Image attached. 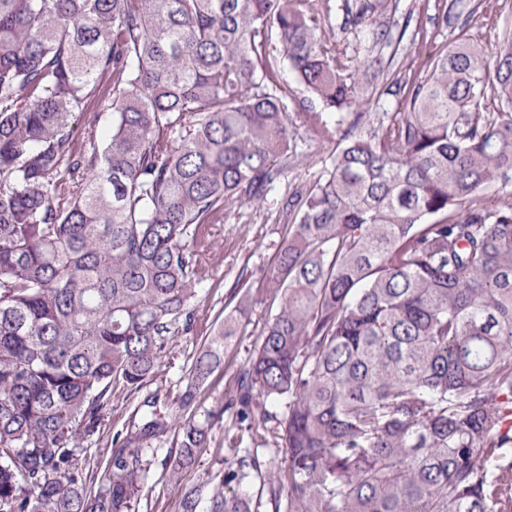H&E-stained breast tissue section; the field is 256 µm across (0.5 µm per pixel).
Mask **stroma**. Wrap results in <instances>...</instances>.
I'll list each match as a JSON object with an SVG mask.
<instances>
[{"instance_id": "obj_1", "label": "stroma", "mask_w": 512, "mask_h": 512, "mask_svg": "<svg viewBox=\"0 0 512 512\" xmlns=\"http://www.w3.org/2000/svg\"><path fill=\"white\" fill-rule=\"evenodd\" d=\"M314 8L324 17L337 52L351 57L359 65L368 60L380 59L383 66L409 80L423 75L428 61L444 44L453 38L451 30L443 28L438 16L449 0H391L387 13L380 21L396 39L391 43L371 44L367 33L342 25L341 0H311ZM472 10L463 14L459 23L471 41L492 47L498 45L504 31L512 30V0H471ZM293 98L289 103L291 113L297 114V145L301 162L290 170L269 192L263 207L258 209L231 210L223 223L215 225L212 241L213 278L209 287L201 289L195 302V327L192 334L179 337L172 354L166 357L155 380L133 396L121 392L112 394V410L101 433L79 455L82 467L93 474H101L109 454L113 433L129 428L137 403L150 394H158L160 403H167L186 383L185 375L197 354L218 329L217 315L222 312L241 271H249L252 289L260 293L247 319L243 320L224 354L222 364L209 378V386L197 399L198 413H205L223 406L235 388L236 377L251 357L259 341V332L266 318L280 308V300L263 293V276L271 265L275 253L288 236V228L279 218L282 199L297 183L315 180L335 152L332 142L315 139L307 123V115L320 111L321 106L301 85H293ZM227 420H215L212 426L213 441L202 452L198 465L183 473L180 482L168 477L164 458L174 449L176 440L166 437L164 448L148 460V478L140 494L138 512H178L181 484L192 483L216 474L225 454L223 444Z\"/></svg>"}]
</instances>
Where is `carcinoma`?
Listing matches in <instances>:
<instances>
[{"mask_svg":"<svg viewBox=\"0 0 512 512\" xmlns=\"http://www.w3.org/2000/svg\"><path fill=\"white\" fill-rule=\"evenodd\" d=\"M389 0L342 6L375 29ZM277 35L282 52L271 45ZM310 0H0V512H136L173 432L179 481L228 414L224 467L179 512H512V32L459 33L400 112ZM292 72L331 163L282 203L279 311L219 411L200 388L252 303L235 290L183 392L78 463L112 391L153 381L212 279L211 228L295 160ZM112 87V131L71 119Z\"/></svg>","mask_w":512,"mask_h":512,"instance_id":"cac0c4a2","label":"carcinoma"}]
</instances>
